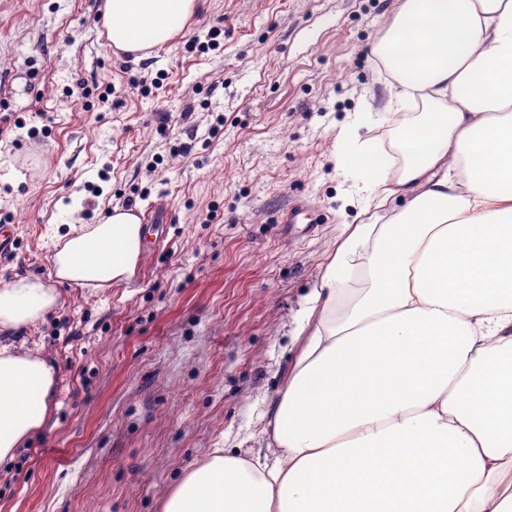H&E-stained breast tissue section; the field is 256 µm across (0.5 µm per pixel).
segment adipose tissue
Wrapping results in <instances>:
<instances>
[{"instance_id": "obj_1", "label": "adipose tissue", "mask_w": 512, "mask_h": 512, "mask_svg": "<svg viewBox=\"0 0 512 512\" xmlns=\"http://www.w3.org/2000/svg\"><path fill=\"white\" fill-rule=\"evenodd\" d=\"M196 0H104L132 56L188 27ZM387 139L336 137L372 214L346 227L292 332L271 454L212 449L163 512H512V0H399L371 46ZM401 200L391 216L388 202ZM143 226L114 209L54 235L53 278L0 285V462L52 415L53 361L15 345L56 282H129Z\"/></svg>"}]
</instances>
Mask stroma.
Masks as SVG:
<instances>
[{
	"label": "stroma",
	"instance_id": "1",
	"mask_svg": "<svg viewBox=\"0 0 512 512\" xmlns=\"http://www.w3.org/2000/svg\"><path fill=\"white\" fill-rule=\"evenodd\" d=\"M102 2L0 0V284L49 277L67 207L94 224L125 198L162 201L167 220L133 280L59 286V308L19 334L55 362L56 405L0 463V512H162L212 449H266L304 298L364 220L336 136L384 93L370 46L395 0H198L138 60L109 48ZM214 26L218 49L188 51Z\"/></svg>",
	"mask_w": 512,
	"mask_h": 512
}]
</instances>
